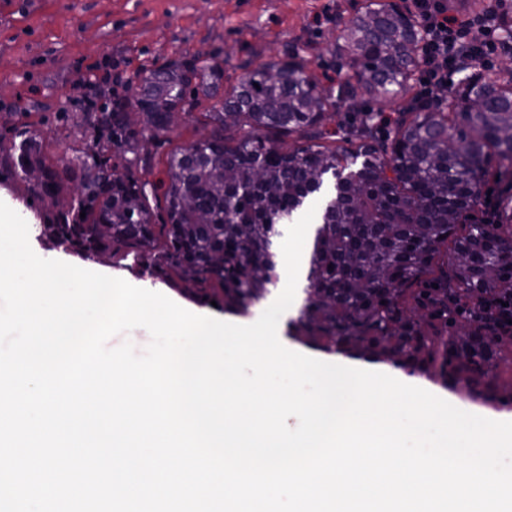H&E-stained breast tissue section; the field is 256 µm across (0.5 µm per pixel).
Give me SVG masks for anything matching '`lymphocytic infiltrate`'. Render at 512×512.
Returning <instances> with one entry per match:
<instances>
[{
  "label": "lymphocytic infiltrate",
  "mask_w": 512,
  "mask_h": 512,
  "mask_svg": "<svg viewBox=\"0 0 512 512\" xmlns=\"http://www.w3.org/2000/svg\"><path fill=\"white\" fill-rule=\"evenodd\" d=\"M413 3L424 33L413 106L440 103L449 75L461 72L466 63L479 62L490 69L498 57L512 54V43L498 37L503 28L512 27V0H483L481 9L465 18L454 13L448 0Z\"/></svg>",
  "instance_id": "lymphocytic-infiltrate-1"
}]
</instances>
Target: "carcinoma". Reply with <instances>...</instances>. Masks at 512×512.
<instances>
[{"mask_svg": "<svg viewBox=\"0 0 512 512\" xmlns=\"http://www.w3.org/2000/svg\"><path fill=\"white\" fill-rule=\"evenodd\" d=\"M421 40L383 0L357 11L336 45L352 70L344 98L404 92ZM241 69L228 88L216 55L138 75L131 95L84 113L91 134L76 155L50 153L24 123L0 133V168L49 210L40 230L54 242L161 272L242 315L277 288L279 239L316 201L292 336L466 399L512 401V376L498 372L512 331L492 318L512 299V70L448 90L444 108L404 106L381 137L370 112L329 131L337 102L295 56ZM174 112L198 138L173 143ZM159 165L163 177L146 179ZM491 175L511 189L495 223L474 224Z\"/></svg>", "mask_w": 512, "mask_h": 512, "instance_id": "1", "label": "carcinoma"}]
</instances>
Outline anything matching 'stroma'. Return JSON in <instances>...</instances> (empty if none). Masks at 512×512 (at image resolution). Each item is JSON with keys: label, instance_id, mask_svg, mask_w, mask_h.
<instances>
[{"label": "stroma", "instance_id": "stroma-1", "mask_svg": "<svg viewBox=\"0 0 512 512\" xmlns=\"http://www.w3.org/2000/svg\"><path fill=\"white\" fill-rule=\"evenodd\" d=\"M367 0H0V116L13 124L37 123L53 153L71 152L83 135L58 134L62 112L100 108L105 91L128 92L136 75L174 60L192 61L221 53L224 82L233 84L241 64L259 65L298 54L321 86L336 89L334 47L345 22ZM323 24H315V17ZM0 201L25 221L45 223L39 202L9 173L0 174ZM34 252L126 280L150 282L183 308L203 316L247 325L252 315L201 304L160 275L87 259L34 237Z\"/></svg>", "mask_w": 512, "mask_h": 512}]
</instances>
